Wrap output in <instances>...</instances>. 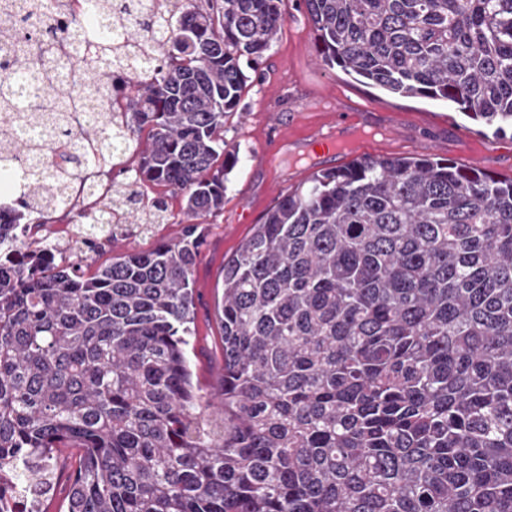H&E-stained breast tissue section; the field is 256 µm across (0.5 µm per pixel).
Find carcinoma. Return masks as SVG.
I'll return each mask as SVG.
<instances>
[{"instance_id":"1","label":"carcinoma","mask_w":512,"mask_h":512,"mask_svg":"<svg viewBox=\"0 0 512 512\" xmlns=\"http://www.w3.org/2000/svg\"><path fill=\"white\" fill-rule=\"evenodd\" d=\"M4 0L0 179L48 219L82 164L135 137L134 177L73 216L70 249L124 215L179 241L88 275L0 221V512H41L53 453L80 449L67 512H512V177L438 158H355L281 196L224 262V373L192 381L194 220L224 209V123L286 21L285 0ZM323 64L512 129V0H302ZM128 46L125 127L100 120ZM62 145L31 164L12 113Z\"/></svg>"}]
</instances>
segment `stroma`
Segmentation results:
<instances>
[{"instance_id":"35a3bbf8","label":"stroma","mask_w":512,"mask_h":512,"mask_svg":"<svg viewBox=\"0 0 512 512\" xmlns=\"http://www.w3.org/2000/svg\"><path fill=\"white\" fill-rule=\"evenodd\" d=\"M287 20L264 53L244 92L241 109L224 125V140L238 162L228 175L224 208L203 217V242L192 272L193 379L203 393L217 385L223 346L215 318L222 292L224 261L283 194L317 170L337 166L354 154L364 156H436L489 173L512 176V134L493 137L443 101L399 97L370 88L317 59L312 24L298 0H286ZM354 114L362 142L327 158H313L314 135L327 130L337 111ZM282 144L267 159L257 148L270 135ZM166 223L153 232L101 243L84 262L94 273L112 256L129 249L147 251L159 241L180 238L187 219L182 197H168ZM250 222H242L243 214Z\"/></svg>"}]
</instances>
